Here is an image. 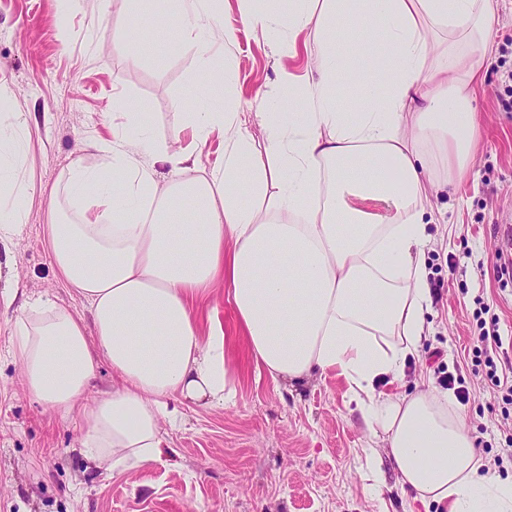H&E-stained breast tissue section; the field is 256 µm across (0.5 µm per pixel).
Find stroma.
I'll return each instance as SVG.
<instances>
[{"label": "stroma", "mask_w": 512, "mask_h": 512, "mask_svg": "<svg viewBox=\"0 0 512 512\" xmlns=\"http://www.w3.org/2000/svg\"><path fill=\"white\" fill-rule=\"evenodd\" d=\"M234 29L232 81L243 99L272 91L281 68L302 72L304 58L279 59L272 37L243 26L239 0H224ZM127 0L100 14L97 0H0V90L29 118L26 175L52 189L87 139L112 138V100L123 97L147 114L152 137L168 143L178 122L175 100L197 73L191 45L133 30ZM476 106L485 139L466 184L432 195L425 205V253L432 326L392 389H437L445 364L462 376L470 400L458 409L488 477H512L495 457L512 442V406L474 373L476 314L497 323L506 344L494 351L499 372L512 369V282L497 277L500 220L512 216V0H499L495 51ZM47 200L36 197L10 254L0 253V294L20 289L48 295L77 317L82 297L61 281L43 243ZM12 310L0 304V512H443L401 487L389 461L382 489L366 464L384 452L351 401L343 377L329 372L285 386L257 377L244 354L233 372L238 398L228 407L178 402L167 426L164 459L110 476L77 451L81 425L41 405L10 355Z\"/></svg>", "instance_id": "1"}]
</instances>
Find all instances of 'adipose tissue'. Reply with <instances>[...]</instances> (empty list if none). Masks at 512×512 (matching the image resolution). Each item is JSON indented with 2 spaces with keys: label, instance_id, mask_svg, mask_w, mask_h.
Segmentation results:
<instances>
[{
  "label": "adipose tissue",
  "instance_id": "obj_1",
  "mask_svg": "<svg viewBox=\"0 0 512 512\" xmlns=\"http://www.w3.org/2000/svg\"><path fill=\"white\" fill-rule=\"evenodd\" d=\"M241 20L276 30L292 55L318 28L303 77L241 102L230 83L222 0H156L139 31L174 18L199 61L200 112L177 100V131L224 138L194 177L192 154L156 144L144 113L113 102L112 138L89 141L51 191L46 243L88 304L50 296L17 307L12 355L27 391L81 420V453L120 473L161 461L169 399L234 404L235 350L221 322L201 331L195 302L224 286L256 374L274 382L339 372L367 428L418 500L448 512H512V481L483 474L451 394L376 393L402 378L426 333L431 298L424 204L459 185L481 138L474 91L494 47L497 0H240ZM358 29L336 49L339 23ZM209 28L207 40L196 36ZM362 89L341 111L337 80ZM260 125L263 149L249 127ZM30 126L0 109V247L10 248L37 187L25 177ZM168 166L159 177L155 165ZM115 375L91 397L100 363Z\"/></svg>",
  "mask_w": 512,
  "mask_h": 512
}]
</instances>
